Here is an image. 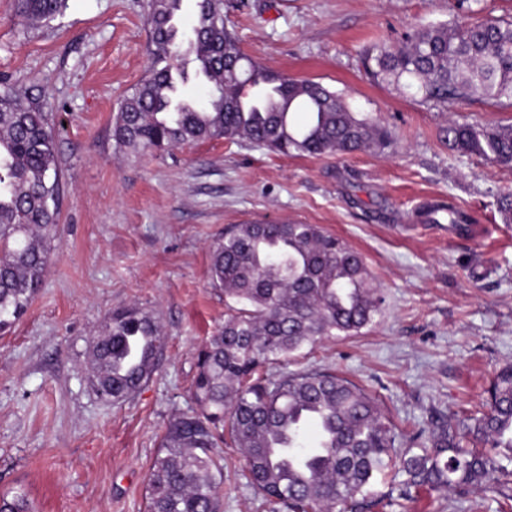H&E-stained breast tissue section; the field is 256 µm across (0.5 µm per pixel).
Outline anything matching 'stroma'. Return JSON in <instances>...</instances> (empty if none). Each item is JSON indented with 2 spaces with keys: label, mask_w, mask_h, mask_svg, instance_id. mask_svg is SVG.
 <instances>
[{
  "label": "stroma",
  "mask_w": 512,
  "mask_h": 512,
  "mask_svg": "<svg viewBox=\"0 0 512 512\" xmlns=\"http://www.w3.org/2000/svg\"><path fill=\"white\" fill-rule=\"evenodd\" d=\"M0 0V81L49 102L61 167L60 230L27 313L0 334V492L23 486L34 512H147L146 473L168 421L189 408L197 353L223 325L208 274L224 229L254 221L319 225L361 252L384 297L361 333L303 349L364 386L397 429L474 409L512 363V223L497 200L512 167L449 150L452 121L512 124V101H426L370 78L364 49L417 25L512 20V0H224L241 50L341 94L393 142L339 156H283L218 139L133 153L113 137L120 100L152 66L148 0H67L30 28ZM454 206L469 233L422 218ZM156 318L164 350L151 378L110 405L94 392L92 340L113 309ZM224 458V512H270ZM507 477L486 491L422 490L388 512H502Z\"/></svg>",
  "instance_id": "stroma-1"
}]
</instances>
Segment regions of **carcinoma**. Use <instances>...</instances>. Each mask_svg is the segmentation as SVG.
<instances>
[{
  "instance_id": "carcinoma-1",
  "label": "carcinoma",
  "mask_w": 512,
  "mask_h": 512,
  "mask_svg": "<svg viewBox=\"0 0 512 512\" xmlns=\"http://www.w3.org/2000/svg\"><path fill=\"white\" fill-rule=\"evenodd\" d=\"M182 0H149L153 67L115 118L117 143L164 151L220 138L293 156L390 147L389 131L352 111L320 83L274 72L241 53L224 24L223 0H195L189 37L176 24ZM66 0H19L31 23L62 14ZM372 76L423 99L512 100V22L419 26L398 46L369 52ZM205 84L204 101L180 86ZM448 147L512 166V125L450 122ZM61 170L52 113L12 88L0 91V333L26 313L42 286L59 219ZM429 224H465L431 206ZM210 281L224 291V326L199 349L189 392L147 475V512H224V449L238 448L246 484L273 512H368L423 489H485L512 460V364L499 368L485 410L404 438L365 388L331 371L288 370L295 354L326 336H350L381 312V290L364 258L316 224H237L211 246ZM164 341L136 306L112 312L92 341L101 399L120 403L152 376ZM277 363L280 370L268 371ZM311 440H305L307 428ZM397 465L390 491L377 475ZM0 512H32L27 493L0 495Z\"/></svg>"
}]
</instances>
